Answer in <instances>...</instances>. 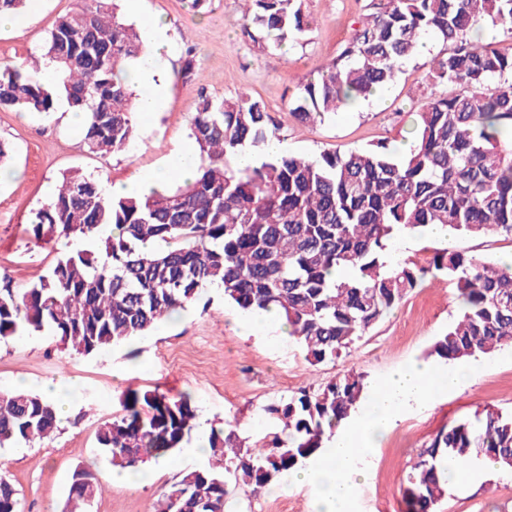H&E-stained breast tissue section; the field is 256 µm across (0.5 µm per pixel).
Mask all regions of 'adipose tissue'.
<instances>
[{
  "label": "adipose tissue",
  "mask_w": 512,
  "mask_h": 512,
  "mask_svg": "<svg viewBox=\"0 0 512 512\" xmlns=\"http://www.w3.org/2000/svg\"><path fill=\"white\" fill-rule=\"evenodd\" d=\"M140 33L145 52L130 68L131 81L140 87L135 110L149 116L163 111L168 83L162 59L169 53L171 40L167 23L151 16H141ZM196 171V152L187 147L173 155L160 169L146 170L131 184H115L113 195H144L170 180L191 179ZM475 372L474 367H452L436 376L427 364L412 363L393 372L372 391V404L356 410L340 424L326 444L325 460L312 459L297 470L290 480L311 488L315 512H352L357 492L366 480L362 462L385 434L389 424L404 411H418L429 405L435 383L455 390Z\"/></svg>",
  "instance_id": "1"
}]
</instances>
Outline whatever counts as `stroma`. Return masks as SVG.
Returning <instances> with one entry per match:
<instances>
[{"instance_id": "stroma-1", "label": "stroma", "mask_w": 512, "mask_h": 512, "mask_svg": "<svg viewBox=\"0 0 512 512\" xmlns=\"http://www.w3.org/2000/svg\"><path fill=\"white\" fill-rule=\"evenodd\" d=\"M77 0H40L25 10L24 26L0 31V65L30 59L57 19L75 9ZM366 0H302L312 29L300 43L274 54L262 53L242 40L238 0H139V10L169 24L174 54L167 60L169 92L164 111L138 121L136 139L124 153H87L79 129L65 110L40 117L0 108V140L13 149L10 167L17 177L0 184V279L23 287L38 280L71 249L66 239L44 245L29 232L35 211L53 193L62 175L79 172L105 184L129 183L145 170L164 164L191 145L190 122L200 95L233 99L239 94L265 102L286 153L314 157L326 150L346 152L378 143L401 152L402 137L424 96L434 86L423 78L441 49L429 40L426 53L402 66L396 83L359 109L340 110L331 121L300 125L288 102L300 80L335 60L365 13ZM193 50L203 80L180 74L186 50ZM451 247L494 261L512 254V241L499 236L440 240L431 235L396 236L389 247L392 263L410 260L424 266L435 251ZM460 309L455 288L428 278L382 320L350 353L333 362L310 365L292 338L275 323L259 324L231 305L220 290L205 292L177 319L160 325L132 344L91 356L74 354L56 337L26 332L0 343V390L44 393L45 385L71 381L63 393L70 411L52 439L0 449V476L19 493L21 512H62L71 475L83 467L105 487L88 512H154L173 483L189 470L211 462L207 437L211 428L231 424L255 442L275 431L263 408L300 390H315L349 372L363 375L368 386L384 381L400 366L428 362V352L455 320ZM160 387L172 396L189 394L197 408L196 427L181 448L145 477L113 479V469L96 446L95 432L120 408L132 389ZM493 409L512 413V347L486 358L479 374L457 390L438 391L431 405L402 415L364 459L367 482L355 512H404L401 490L422 448L443 427ZM232 512H312L310 489L280 481L262 496L229 486ZM437 512H512V473L480 468L474 484L452 485Z\"/></svg>"}]
</instances>
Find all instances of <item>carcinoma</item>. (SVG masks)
I'll return each mask as SVG.
<instances>
[{
	"instance_id": "carcinoma-1",
	"label": "carcinoma",
	"mask_w": 512,
	"mask_h": 512,
	"mask_svg": "<svg viewBox=\"0 0 512 512\" xmlns=\"http://www.w3.org/2000/svg\"><path fill=\"white\" fill-rule=\"evenodd\" d=\"M241 4V37L261 52L281 51L309 31L301 0ZM366 11L336 60L300 83L288 111L313 126L392 87L432 35L444 49L425 80L440 92L415 113L403 157L381 143L315 158L282 154L234 171L228 161L242 148L276 137L272 116L258 99L203 95L191 119L193 180L116 198L90 175L62 177L30 232L76 246L27 288L0 281V342L47 331L89 356L147 335L219 288L246 314L276 310L317 365L348 352L426 277L442 276L455 285L461 311L430 355L463 364L512 346V268L455 249L427 266L387 259L398 232L435 224L463 238L512 239V44L494 46L479 34L488 20L512 23V0H368ZM143 52L116 0H80L41 46L55 79L33 80L26 64L0 67V107L47 114L64 101L85 114L88 153L123 152L135 139L126 72ZM337 268L349 275L332 278ZM366 401L364 378L352 372L266 405L282 434L258 450L232 428H212L214 463L184 473L157 512H229L228 484L261 495L324 452L336 425ZM196 418L187 395L132 390L97 429V447L113 468L134 471L181 447ZM58 423L54 399L0 391V448L50 438ZM481 458L512 470L511 415L488 409L441 429L412 466L405 512H436L448 473ZM101 493L89 471L75 468L65 512H84ZM0 512H20L17 490L2 477Z\"/></svg>"
}]
</instances>
